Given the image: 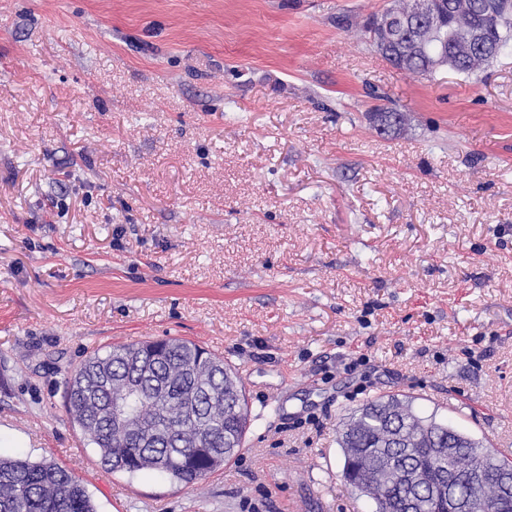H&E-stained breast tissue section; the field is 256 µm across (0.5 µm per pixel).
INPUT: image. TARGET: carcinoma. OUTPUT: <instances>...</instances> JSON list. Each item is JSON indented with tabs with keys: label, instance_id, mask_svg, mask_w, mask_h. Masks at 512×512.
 Instances as JSON below:
<instances>
[{
	"label": "carcinoma",
	"instance_id": "1",
	"mask_svg": "<svg viewBox=\"0 0 512 512\" xmlns=\"http://www.w3.org/2000/svg\"><path fill=\"white\" fill-rule=\"evenodd\" d=\"M482 0H440L432 38L415 45L397 23L392 66L421 76L438 70L448 53L450 70L472 75L512 53V3L499 0L496 15L482 14ZM477 39L475 55L457 51ZM65 407L114 472L164 475L192 486L235 459L250 428V413L238 372L224 358L194 342L169 337L121 344L86 357L65 381ZM127 414L112 426V407ZM342 477L375 505L373 512H448L437 494L448 476L480 470L476 487L456 491L471 498L475 512H512L496 477L512 460L484 448L436 414L423 415L406 395H384L350 412L338 429ZM0 512H96L83 482L52 461L0 455Z\"/></svg>",
	"mask_w": 512,
	"mask_h": 512
}]
</instances>
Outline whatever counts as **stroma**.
Listing matches in <instances>:
<instances>
[{"label": "stroma", "instance_id": "35a3bbf8", "mask_svg": "<svg viewBox=\"0 0 512 512\" xmlns=\"http://www.w3.org/2000/svg\"><path fill=\"white\" fill-rule=\"evenodd\" d=\"M385 5L0 0V453L97 512H371L336 429L403 394L512 456V55L414 76L363 31ZM167 336L251 411L190 488L105 470L63 403Z\"/></svg>", "mask_w": 512, "mask_h": 512}]
</instances>
